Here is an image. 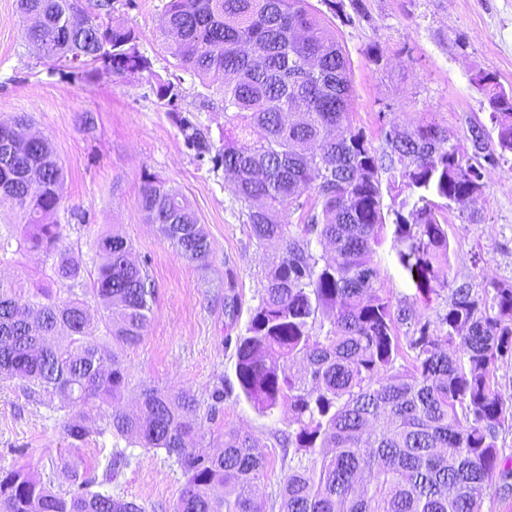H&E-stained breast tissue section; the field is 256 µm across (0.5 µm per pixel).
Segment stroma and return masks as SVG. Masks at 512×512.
<instances>
[{"instance_id": "obj_1", "label": "stroma", "mask_w": 512, "mask_h": 512, "mask_svg": "<svg viewBox=\"0 0 512 512\" xmlns=\"http://www.w3.org/2000/svg\"><path fill=\"white\" fill-rule=\"evenodd\" d=\"M167 0H112V14L138 34L151 72L129 80L107 74L69 77L51 69L25 40L16 0H0V119L27 114L33 132L54 144L66 174L65 194L54 216L63 245L82 259L93 256L99 233L117 230L133 258L155 284L153 319L142 340L126 350L132 383L123 405L134 409L140 383L190 389L202 407H215L213 429L252 435L267 460L256 493L278 507L288 467L283 442L291 415L281 408L259 414L241 394L234 372L236 338L244 334L259 303L264 272L278 259L277 243L251 237L244 206L223 171L185 143L177 116L189 117L212 142L224 134V103L191 73L175 68L158 27ZM323 14L349 55L353 80L350 121L376 149L383 124L399 128L431 116L453 141L471 127L497 148L487 94L471 80L482 70L512 88V0H309ZM176 73V109L158 100L156 75ZM482 194L442 207L448 235L450 279L512 283V154L481 163ZM176 187L189 201L212 243L202 261L181 258L175 245L138 208L145 178ZM385 295L411 301L415 288L390 244L374 257ZM235 298L236 316L224 308ZM224 399L212 400L214 391ZM61 415L31 395L24 383L0 379V467H25L54 490L70 486L68 463L92 464L103 490L142 503L146 512H172L185 478L160 450L93 436L79 448L64 439ZM125 451L128 465L105 481L112 456Z\"/></svg>"}]
</instances>
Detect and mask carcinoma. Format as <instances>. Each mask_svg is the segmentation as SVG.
I'll return each instance as SVG.
<instances>
[{
	"label": "carcinoma",
	"instance_id": "cac0c4a2",
	"mask_svg": "<svg viewBox=\"0 0 512 512\" xmlns=\"http://www.w3.org/2000/svg\"><path fill=\"white\" fill-rule=\"evenodd\" d=\"M110 2L18 0L17 8L31 20L27 41L53 67L122 79L151 70ZM159 33L178 67L224 99L221 147L181 117L187 145L230 176L251 236L282 246L236 340L235 365L253 408L269 415L286 406L295 425L288 446L297 460L282 475L279 512H483L501 465L497 431L512 419V396L493 387L497 363L512 358V284L446 281L448 311L436 323L415 305L429 307L449 268L434 199L482 191L470 160L497 163L485 130L472 127L470 153L448 145L433 118L409 130L391 124L377 151L349 122L345 47L308 0H168ZM479 87L501 153H512V92L486 72ZM29 129L25 115L0 121V201L16 216L0 224V265L30 253L45 262L35 279H0V378L60 400L73 447L103 433L100 420L117 439L164 451L185 477L172 512H266L255 496L267 472L256 441L237 429L214 434L206 424L215 410L201 414L191 390L146 386L136 411L122 408L123 353L145 335L155 289L117 233L98 236L91 270L60 248L62 225L49 218L64 198V171L49 139ZM383 172L397 190L392 248L418 292L397 309L373 260L384 242ZM138 207L182 257L210 254L176 189L148 178ZM291 209L305 213L298 232L285 220ZM296 363L306 378L294 375ZM213 442L220 451H210ZM96 484L83 460L71 465L65 492L23 468L0 469V512H145Z\"/></svg>",
	"mask_w": 512,
	"mask_h": 512
}]
</instances>
